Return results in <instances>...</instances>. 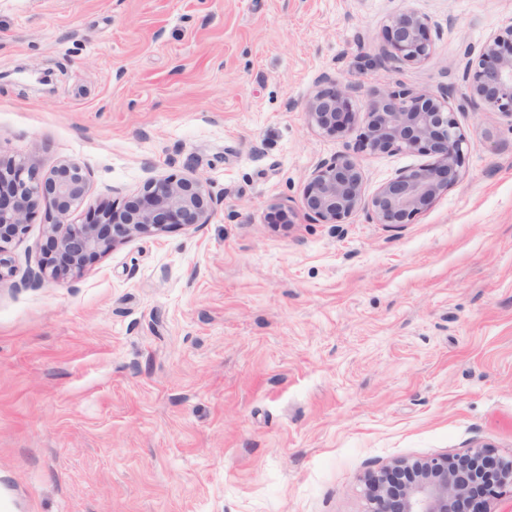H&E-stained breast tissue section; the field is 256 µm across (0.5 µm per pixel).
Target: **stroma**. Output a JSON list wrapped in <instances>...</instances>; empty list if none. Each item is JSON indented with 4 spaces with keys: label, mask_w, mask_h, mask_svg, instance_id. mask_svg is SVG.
Returning a JSON list of instances; mask_svg holds the SVG:
<instances>
[{
    "label": "stroma",
    "mask_w": 512,
    "mask_h": 512,
    "mask_svg": "<svg viewBox=\"0 0 512 512\" xmlns=\"http://www.w3.org/2000/svg\"><path fill=\"white\" fill-rule=\"evenodd\" d=\"M403 11L431 58L367 67ZM510 24L512 0H0V156L79 163L89 207L170 174L221 199L0 284V512H364L393 460L512 455V120L458 113L462 175L412 223L302 205L354 146L308 125L319 76L460 91ZM430 162L365 155L364 192Z\"/></svg>",
    "instance_id": "35a3bbf8"
}]
</instances>
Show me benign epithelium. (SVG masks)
I'll return each instance as SVG.
<instances>
[{
  "label": "benign epithelium",
  "instance_id": "benign-epithelium-1",
  "mask_svg": "<svg viewBox=\"0 0 512 512\" xmlns=\"http://www.w3.org/2000/svg\"><path fill=\"white\" fill-rule=\"evenodd\" d=\"M432 22L413 11L390 19L385 46L366 57L382 68L389 63L414 65L431 58ZM465 92L454 107L442 95L415 92L403 86L371 91L363 104L364 119L356 122L353 101L361 86L322 76L307 101L308 122L321 134L355 137L356 153H340L314 168L303 192L306 217L316 224H342L364 211L375 224H409L427 211L462 175L466 139L457 112L470 108L512 118V23L489 36L463 70ZM408 150L435 157L434 162L382 184L371 196L363 189L359 154ZM89 173L79 164L61 161L39 176L28 157H0V283L13 276L12 242L24 233L40 201L49 200L45 235L53 243L37 267L27 268L25 282H60L82 273L115 246L143 235H160L177 226L198 228L211 222L219 199L199 180L178 175L152 178L121 202L79 211L89 192ZM476 444L459 457L436 456L399 460L364 478L365 512H453L466 503L470 512H491V504L512 484V459L495 458ZM479 488L482 493L475 494Z\"/></svg>",
  "mask_w": 512,
  "mask_h": 512
}]
</instances>
